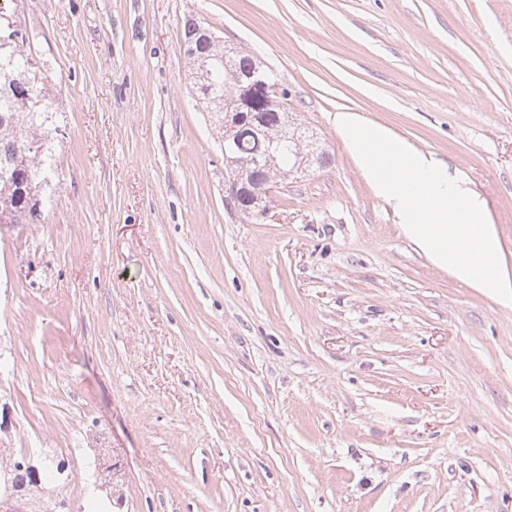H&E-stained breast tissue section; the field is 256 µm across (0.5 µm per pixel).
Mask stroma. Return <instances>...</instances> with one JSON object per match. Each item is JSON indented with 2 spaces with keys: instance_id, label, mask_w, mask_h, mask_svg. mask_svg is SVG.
Wrapping results in <instances>:
<instances>
[{
  "instance_id": "stroma-1",
  "label": "stroma",
  "mask_w": 512,
  "mask_h": 512,
  "mask_svg": "<svg viewBox=\"0 0 512 512\" xmlns=\"http://www.w3.org/2000/svg\"><path fill=\"white\" fill-rule=\"evenodd\" d=\"M4 6L60 132L44 223L0 228L1 440L68 459L69 512H512V308L415 249L332 123L448 164L512 273V0ZM189 21L329 156L265 220L225 201Z\"/></svg>"
}]
</instances>
